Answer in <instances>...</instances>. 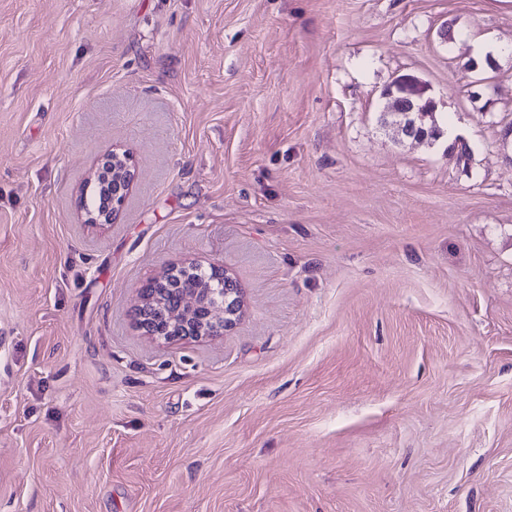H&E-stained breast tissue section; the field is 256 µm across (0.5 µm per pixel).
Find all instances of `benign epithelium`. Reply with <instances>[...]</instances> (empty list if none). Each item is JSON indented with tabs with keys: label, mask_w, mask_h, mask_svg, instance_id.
Returning a JSON list of instances; mask_svg holds the SVG:
<instances>
[{
	"label": "benign epithelium",
	"mask_w": 512,
	"mask_h": 512,
	"mask_svg": "<svg viewBox=\"0 0 512 512\" xmlns=\"http://www.w3.org/2000/svg\"><path fill=\"white\" fill-rule=\"evenodd\" d=\"M427 86L410 75H400L381 91V97L391 100L389 111L398 118L416 113L418 120L406 124L401 123L402 133L412 139H433L440 131L424 125L427 113L436 111V102L427 95ZM112 181V193L106 208H85L86 224H109L112 217L123 206L134 181V169L126 154L115 150L108 151L101 157L100 163L93 174L94 181L100 176ZM192 278L200 283V290L206 294L200 299L199 293L183 294L179 298L178 314L181 321L170 320L163 330L144 328V331L154 339L173 342L186 338H207L217 336L224 329L231 327L240 312L237 289L224 288V283L230 278L214 266L206 267L196 261H188L168 268L154 284L160 289L153 294L140 293L138 308L144 310L156 309L163 306L165 291L162 287L175 280ZM205 304L208 315L197 318L195 310L200 304Z\"/></svg>",
	"instance_id": "benign-epithelium-1"
}]
</instances>
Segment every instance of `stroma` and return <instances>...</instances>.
<instances>
[{
  "label": "stroma",
  "mask_w": 512,
  "mask_h": 512,
  "mask_svg": "<svg viewBox=\"0 0 512 512\" xmlns=\"http://www.w3.org/2000/svg\"><path fill=\"white\" fill-rule=\"evenodd\" d=\"M511 126L512 0H0V512H512ZM192 259L240 317L153 340ZM427 86L410 75H400L391 84L381 91V97L390 99L391 104L387 112H394L399 119L410 116L416 112L420 123L413 121L406 124L400 121L402 133L409 138L416 140L434 139L440 131L424 125L428 114L424 112H435L436 102L427 95ZM104 175L109 181L112 179V193L106 208L85 209L86 224H108L112 217L123 206L129 190L134 181V169L126 154H120L115 150L108 151L101 157L100 163L93 174L94 181L99 185V177Z\"/></svg>",
  "instance_id": "35a3bbf8"
}]
</instances>
